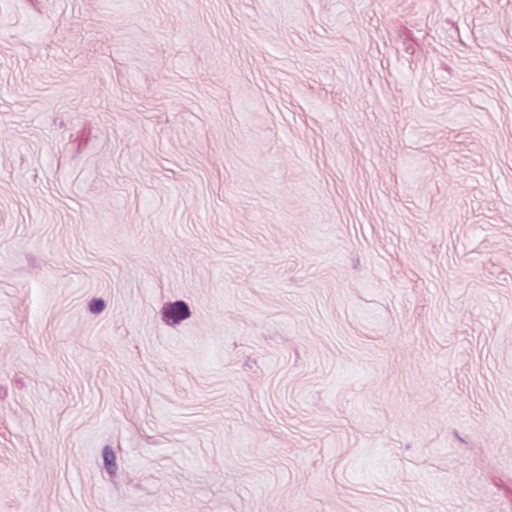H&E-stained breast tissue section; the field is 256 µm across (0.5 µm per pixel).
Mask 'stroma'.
I'll use <instances>...</instances> for the list:
<instances>
[{
  "mask_svg": "<svg viewBox=\"0 0 512 512\" xmlns=\"http://www.w3.org/2000/svg\"><path fill=\"white\" fill-rule=\"evenodd\" d=\"M0 512H512V0H0Z\"/></svg>",
  "mask_w": 512,
  "mask_h": 512,
  "instance_id": "obj_1",
  "label": "stroma"
}]
</instances>
